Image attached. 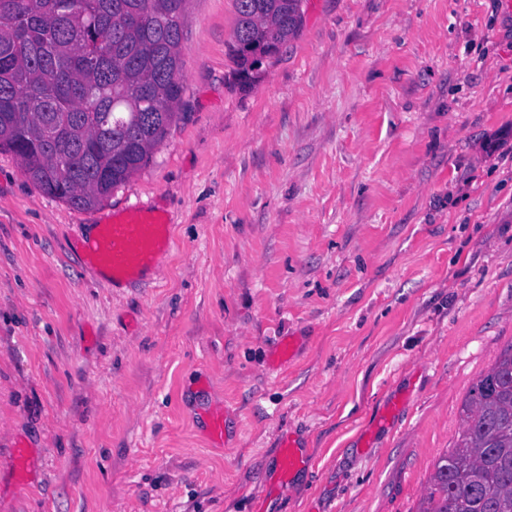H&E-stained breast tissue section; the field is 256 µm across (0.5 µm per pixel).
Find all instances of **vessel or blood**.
<instances>
[{"mask_svg": "<svg viewBox=\"0 0 512 512\" xmlns=\"http://www.w3.org/2000/svg\"><path fill=\"white\" fill-rule=\"evenodd\" d=\"M171 248L167 225L157 219H123L100 225L89 244L88 267L113 287L149 277L159 269ZM305 451L296 440L283 438L278 446L274 479L276 488L287 487L303 465Z\"/></svg>", "mask_w": 512, "mask_h": 512, "instance_id": "vessel-or-blood-1", "label": "vessel or blood"}]
</instances>
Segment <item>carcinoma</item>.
Instances as JSON below:
<instances>
[{"instance_id":"1","label":"carcinoma","mask_w":512,"mask_h":512,"mask_svg":"<svg viewBox=\"0 0 512 512\" xmlns=\"http://www.w3.org/2000/svg\"><path fill=\"white\" fill-rule=\"evenodd\" d=\"M186 0H0V150L45 193L91 209L145 166L184 92ZM303 0H235L230 52L271 56ZM417 512H512V348L470 388Z\"/></svg>"}]
</instances>
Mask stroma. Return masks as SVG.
Segmentation results:
<instances>
[{"label": "stroma", "mask_w": 512, "mask_h": 512, "mask_svg": "<svg viewBox=\"0 0 512 512\" xmlns=\"http://www.w3.org/2000/svg\"><path fill=\"white\" fill-rule=\"evenodd\" d=\"M304 11L247 84L234 0H187L179 119L96 208L0 152V512H415L512 345V7ZM130 210L172 254L115 288L83 237ZM305 450L300 447L295 439L283 438L278 446L277 467L274 486L282 489L288 486L296 471L303 465Z\"/></svg>", "instance_id": "obj_1"}]
</instances>
